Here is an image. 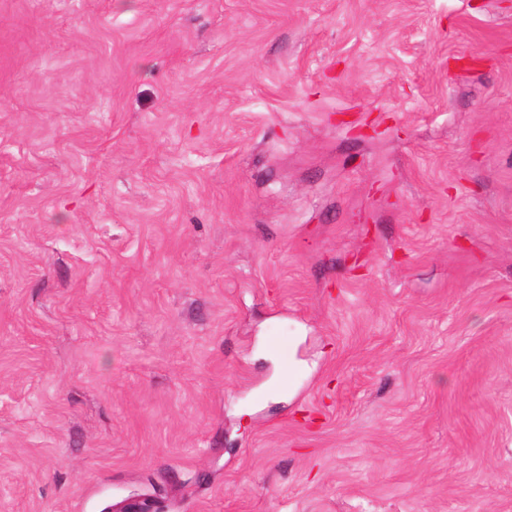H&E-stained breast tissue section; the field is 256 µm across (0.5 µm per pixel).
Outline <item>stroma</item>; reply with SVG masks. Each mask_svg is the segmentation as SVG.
<instances>
[{
	"instance_id": "obj_1",
	"label": "stroma",
	"mask_w": 512,
	"mask_h": 512,
	"mask_svg": "<svg viewBox=\"0 0 512 512\" xmlns=\"http://www.w3.org/2000/svg\"><path fill=\"white\" fill-rule=\"evenodd\" d=\"M149 495L512 512V0H0V512Z\"/></svg>"
}]
</instances>
